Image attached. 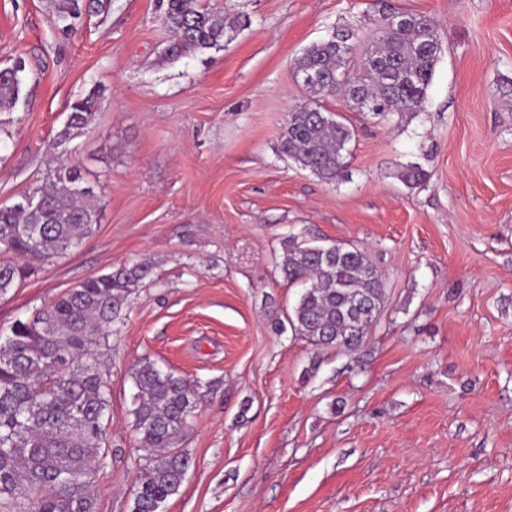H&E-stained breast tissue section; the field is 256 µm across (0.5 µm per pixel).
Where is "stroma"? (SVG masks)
Returning <instances> with one entry per match:
<instances>
[{
  "label": "stroma",
  "instance_id": "1",
  "mask_svg": "<svg viewBox=\"0 0 512 512\" xmlns=\"http://www.w3.org/2000/svg\"><path fill=\"white\" fill-rule=\"evenodd\" d=\"M386 5L440 25L425 109L383 120L324 99L355 129L324 183L278 152L311 101L291 64L333 29L371 32ZM224 14L249 25L177 59L159 0H111L67 35L50 0H0V68L27 72L0 114V204L45 180L69 103L105 90L68 152L100 221L0 297V334L80 281L151 268L109 339L97 512H131L145 357L205 394L160 512H512V0H224ZM411 162L428 173L414 189L397 178ZM290 235L358 245L382 273L358 351L275 331L299 297L279 269Z\"/></svg>",
  "mask_w": 512,
  "mask_h": 512
}]
</instances>
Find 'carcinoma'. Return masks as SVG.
I'll return each mask as SVG.
<instances>
[{
  "mask_svg": "<svg viewBox=\"0 0 512 512\" xmlns=\"http://www.w3.org/2000/svg\"><path fill=\"white\" fill-rule=\"evenodd\" d=\"M172 57L224 47V0H159ZM52 21L69 33L86 14L104 13L109 0H51ZM443 52L440 29L429 16L383 15L366 38L340 28L306 47L292 63L296 80L313 96L339 95L358 112L388 119L421 112ZM25 62L0 70V111L15 107ZM102 92L74 100L63 128L49 144L55 166L30 202L0 206V296L33 270L28 259L49 261L79 247L94 231L100 202L67 145L95 120ZM355 130L321 104L288 113L281 153L320 180L333 183L347 167ZM427 177L417 163L397 175L414 189ZM280 270L303 286L293 309L275 325L315 348L357 350L383 305L381 273L355 245H310L289 236ZM136 263L88 278L66 290L10 334L0 336V512H96L91 490L104 467L110 393L102 366L112 327L123 321L130 295L147 278ZM130 415L144 452L131 512H155L181 487L191 457L180 442L193 429L203 402L199 387L144 358L132 373Z\"/></svg>",
  "mask_w": 512,
  "mask_h": 512,
  "instance_id": "cac0c4a2",
  "label": "carcinoma"
}]
</instances>
